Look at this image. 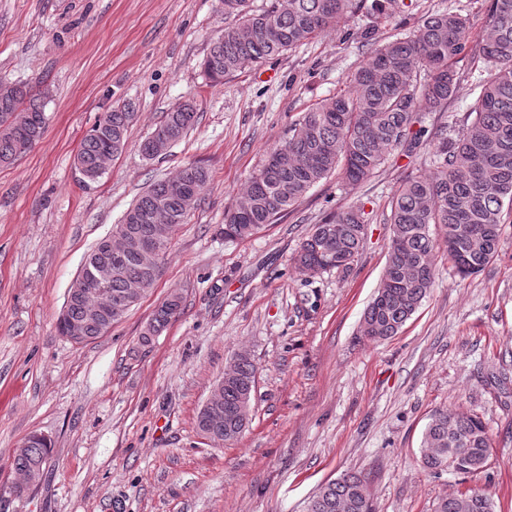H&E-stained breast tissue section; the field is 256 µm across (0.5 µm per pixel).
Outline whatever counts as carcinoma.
<instances>
[{"label":"carcinoma","instance_id":"obj_1","mask_svg":"<svg viewBox=\"0 0 512 512\" xmlns=\"http://www.w3.org/2000/svg\"><path fill=\"white\" fill-rule=\"evenodd\" d=\"M224 15L235 23L211 41L201 62L205 78L220 84L246 69L260 66L307 44L318 34L339 26L350 14L365 11L374 24L360 32L373 47L370 60L350 78L351 90L324 99L307 110L288 131V138L267 153L288 149L286 167L268 163L254 172L246 191L224 213V238L245 239L274 223L315 184L342 167L351 186L366 180L392 151L413 153L420 137L410 136L416 112H436L448 103L457 86L454 63L470 42L473 23L457 12L437 11L424 16L413 34L377 44L378 26L413 7L405 0H270L259 10L248 0H222ZM474 54L491 68L490 77L475 85L474 119L448 136L443 127L434 139L430 174L406 178L391 203L390 246L383 276L367 307L362 332L375 340L398 334L433 287L434 258L439 250L430 226L444 229V251L459 275L481 272L497 255L504 210L512 211V0H492L484 35ZM133 118L131 105L112 106L95 121L76 154L75 167L84 182L100 177L105 154L117 155L125 146ZM190 102L165 113L160 126L169 139L162 144L145 138L140 151L147 159L163 156L194 125ZM46 124L44 103L27 83L13 84V94L0 96V164L11 163L31 150ZM210 185L206 167L190 163L168 179L153 183L124 213L112 233L157 238L167 252L171 234L186 222ZM365 230L353 207L327 215L304 239L295 256L297 265L318 274L347 270L357 258ZM92 266L112 268L108 289L112 297L126 294L136 279L149 291L159 277L150 259L126 255L111 262L106 240L89 251L82 272ZM102 304L95 296H69L57 321L59 335L70 319L84 324L95 340L104 335ZM181 310V297L170 295L155 310L142 341L147 343ZM256 366L247 353L235 356V371L224 380L219 418L206 424L199 412L197 428L211 430L224 441L235 440L250 421L251 393ZM51 447L35 434L28 448L15 452L11 466L32 469L43 463ZM493 455L481 418L467 412L435 411L424 431L421 459L438 472L451 468L473 475L487 469ZM305 512H372L367 477L347 471L322 485ZM433 512H494L492 500L470 489L438 499Z\"/></svg>","mask_w":512,"mask_h":512}]
</instances>
